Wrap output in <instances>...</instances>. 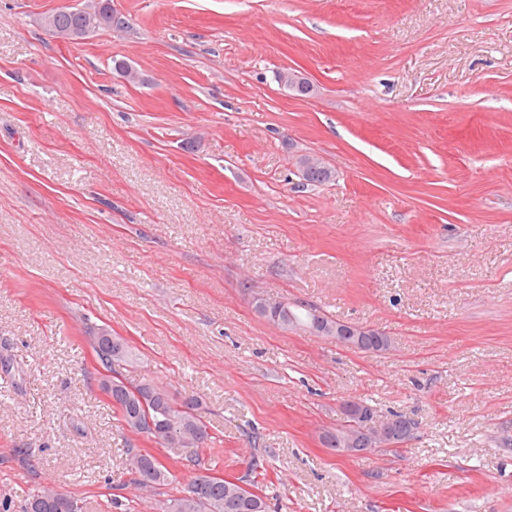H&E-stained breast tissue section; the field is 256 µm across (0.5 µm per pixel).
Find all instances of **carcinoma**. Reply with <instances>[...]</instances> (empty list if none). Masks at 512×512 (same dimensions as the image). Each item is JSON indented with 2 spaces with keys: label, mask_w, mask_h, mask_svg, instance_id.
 Listing matches in <instances>:
<instances>
[{
  "label": "carcinoma",
  "mask_w": 512,
  "mask_h": 512,
  "mask_svg": "<svg viewBox=\"0 0 512 512\" xmlns=\"http://www.w3.org/2000/svg\"><path fill=\"white\" fill-rule=\"evenodd\" d=\"M49 23L45 30L50 35L73 28H83L90 34L101 28L122 31L128 27L126 19L114 12L96 17L90 13L73 14L69 10H59L48 15ZM303 184L318 186L333 179L330 169H317L301 173ZM254 309L262 317L286 332L304 331L325 337L326 326L336 324V318L310 305H290L277 300H254ZM114 345L121 351L105 355L95 353L99 365L106 371L101 386L112 384L113 407L119 412L126 430L133 434H155L172 431L166 441L156 440L164 448H191L193 433L205 429L207 425L197 416L199 401L195 398L177 402L162 387L150 380L125 384L113 375V368L121 363L136 361L134 348L121 336L112 337ZM392 344L391 337L378 328L368 330L366 350L387 351ZM128 470L137 476L142 487H155L165 484L169 472L155 456L140 451H130L126 460ZM266 470L259 463H253L248 472L231 479L220 478L211 473L197 474L189 484L187 493L171 497L161 502V512H268V504L262 494ZM26 512H81V506L73 497L47 489L29 500Z\"/></svg>",
  "instance_id": "carcinoma-1"
}]
</instances>
